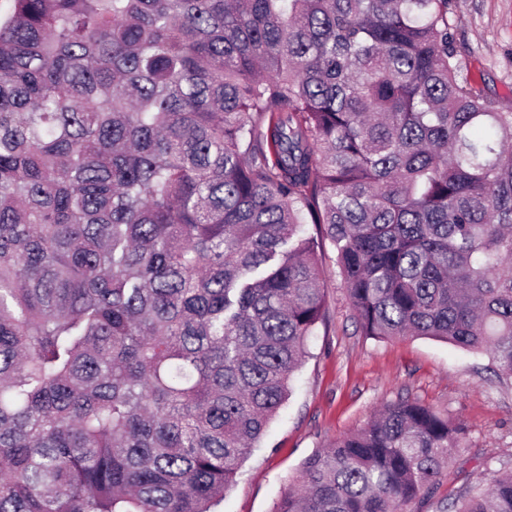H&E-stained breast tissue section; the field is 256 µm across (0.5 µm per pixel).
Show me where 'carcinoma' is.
Returning <instances> with one entry per match:
<instances>
[{
	"label": "carcinoma",
	"instance_id": "obj_1",
	"mask_svg": "<svg viewBox=\"0 0 512 512\" xmlns=\"http://www.w3.org/2000/svg\"><path fill=\"white\" fill-rule=\"evenodd\" d=\"M0 512H214L326 315L512 380V110L449 0H5ZM469 450L400 397L273 512H422ZM439 512H512V472Z\"/></svg>",
	"mask_w": 512,
	"mask_h": 512
}]
</instances>
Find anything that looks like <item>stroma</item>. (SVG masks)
Returning <instances> with one entry per match:
<instances>
[{"mask_svg":"<svg viewBox=\"0 0 512 512\" xmlns=\"http://www.w3.org/2000/svg\"><path fill=\"white\" fill-rule=\"evenodd\" d=\"M456 45L471 83L512 107V0H451ZM327 319L309 341L292 394L244 460L219 512H272L303 461L364 426L371 413L410 396L466 429L470 451L439 497L473 483L487 488L512 469V382L487 356L425 337L372 339L357 329L325 245L321 262Z\"/></svg>","mask_w":512,"mask_h":512,"instance_id":"1","label":"stroma"}]
</instances>
